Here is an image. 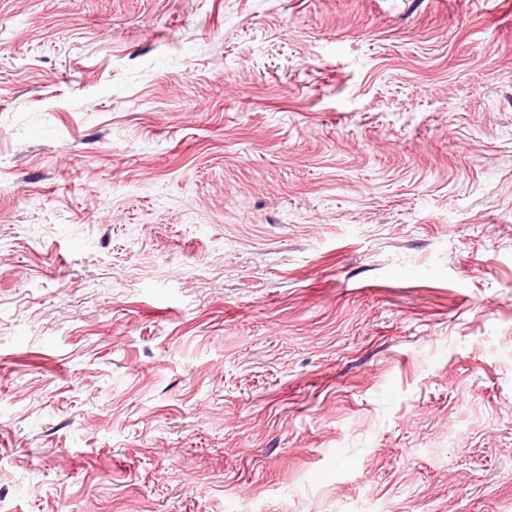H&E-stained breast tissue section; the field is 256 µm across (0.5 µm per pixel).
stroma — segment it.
<instances>
[{
  "label": "stroma",
  "instance_id": "stroma-1",
  "mask_svg": "<svg viewBox=\"0 0 512 512\" xmlns=\"http://www.w3.org/2000/svg\"><path fill=\"white\" fill-rule=\"evenodd\" d=\"M0 512H512V0H0Z\"/></svg>",
  "mask_w": 512,
  "mask_h": 512
}]
</instances>
